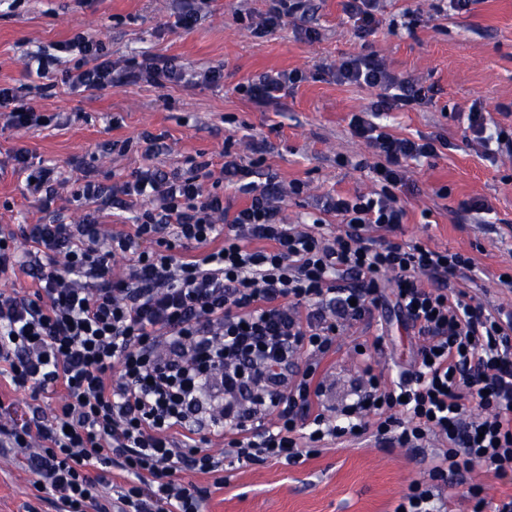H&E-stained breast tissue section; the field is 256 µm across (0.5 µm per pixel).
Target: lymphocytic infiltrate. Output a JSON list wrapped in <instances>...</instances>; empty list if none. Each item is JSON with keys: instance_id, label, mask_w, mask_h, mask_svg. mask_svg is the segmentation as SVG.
I'll return each instance as SVG.
<instances>
[{"instance_id": "lymphocytic-infiltrate-1", "label": "lymphocytic infiltrate", "mask_w": 512, "mask_h": 512, "mask_svg": "<svg viewBox=\"0 0 512 512\" xmlns=\"http://www.w3.org/2000/svg\"><path fill=\"white\" fill-rule=\"evenodd\" d=\"M81 62L71 85L100 90L112 62L100 41H68ZM337 83L380 89L377 112L420 103L428 89L393 73L375 54L331 69ZM302 72L276 71L239 85L260 105L279 104ZM350 128L374 150L376 191L328 197L322 219L286 223L280 203L302 194L275 175L225 161V183L247 198L229 211L205 191L210 161L189 158L172 174L148 165L130 179L85 181L92 205L82 223L53 204V169H29L27 191L46 224L0 226V276L22 273L31 291L0 292V370L12 391L54 395L20 426L0 424V448L19 458L55 512H203L210 490L188 488L195 471L223 488L228 462L299 463L321 447L372 438L378 446L434 447L398 512H445L440 488L475 464L512 477V310L474 303L472 257L422 242L398 243L405 206L396 194L411 162L435 156L438 140L398 137L369 113ZM465 131L486 159L512 156V135L471 106ZM136 208L133 224L103 230L97 214ZM127 259L113 276L116 255ZM394 300L419 347L398 377L362 365L355 399L326 414L321 366L336 339ZM219 428L224 450L208 448Z\"/></svg>"}]
</instances>
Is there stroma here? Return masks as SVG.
Wrapping results in <instances>:
<instances>
[{"label":"stroma","instance_id":"stroma-1","mask_svg":"<svg viewBox=\"0 0 512 512\" xmlns=\"http://www.w3.org/2000/svg\"><path fill=\"white\" fill-rule=\"evenodd\" d=\"M271 0H196L198 19L188 30L168 25L172 0H0V84L19 88L26 102L48 118L26 131L0 128V225L45 220L26 191V174L13 161L25 151L31 162L55 166L66 186L56 203L65 220L80 223L91 207L75 199L83 170L105 184H119L145 166L142 131L163 135L166 149L155 158L163 170H182L198 155L224 161L226 139L259 175L283 183L302 182L304 192L285 198L287 223L309 224L321 217L326 195L368 194L374 184L358 162H372L371 148L354 137L352 113L378 100L374 89L337 84L326 66L358 53H376L395 73L435 89L431 103L396 109L381 120L393 133L415 138L440 135L447 147L411 164L410 183L400 193L408 220L397 242L421 241L460 251L479 269L472 283L476 301L512 304L501 293L500 275L512 274V159L491 162L464 138L461 113L480 103L491 121L512 129V0H476L457 13L447 0H385L378 31L354 36L342 0H311L305 25L318 38L307 41L288 24L261 37L248 29ZM85 32L99 40L113 64L155 55L186 71L220 67L216 85L158 87L123 79L93 91L71 88L66 75L78 52L65 42ZM56 57L50 88L27 62L37 52ZM299 70L304 79L279 105L257 107L239 85L267 71ZM130 141L124 154L103 152V143ZM447 197H438L439 189ZM479 199L491 208L484 223H473L459 208ZM363 343L374 368L387 374L407 368L417 341L400 322L382 329L379 321L345 339L325 370L324 404L351 399L362 378L352 349ZM426 452L381 448L354 440L329 444L295 465L267 462L232 465L224 486L213 491L207 512H393L409 483L422 477ZM49 494L36 491L23 464L0 454V512H54Z\"/></svg>","mask_w":512,"mask_h":512}]
</instances>
